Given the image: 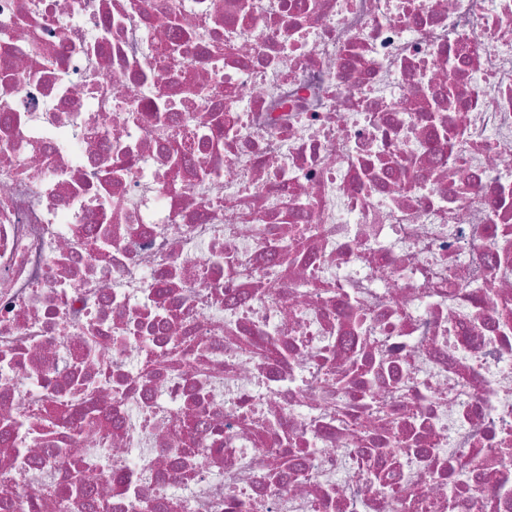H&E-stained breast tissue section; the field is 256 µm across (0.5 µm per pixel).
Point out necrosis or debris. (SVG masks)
<instances>
[{"instance_id": "obj_1", "label": "necrosis or debris", "mask_w": 512, "mask_h": 512, "mask_svg": "<svg viewBox=\"0 0 512 512\" xmlns=\"http://www.w3.org/2000/svg\"><path fill=\"white\" fill-rule=\"evenodd\" d=\"M510 445L512 0H0V512H512Z\"/></svg>"}]
</instances>
